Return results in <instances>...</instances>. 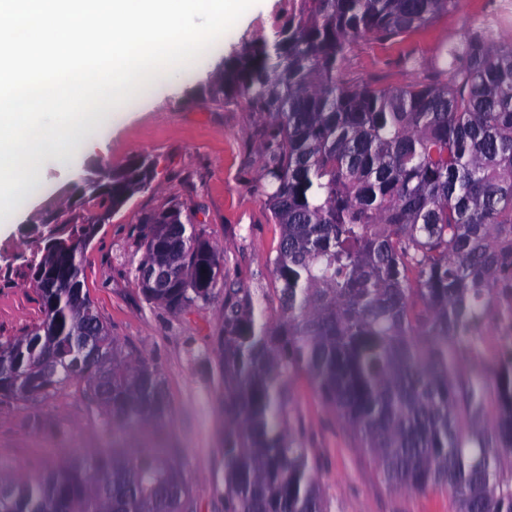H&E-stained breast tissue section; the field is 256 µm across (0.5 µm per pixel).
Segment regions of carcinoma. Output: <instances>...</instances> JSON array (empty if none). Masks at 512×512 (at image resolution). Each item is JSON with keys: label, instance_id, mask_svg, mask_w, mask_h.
Returning <instances> with one entry per match:
<instances>
[{"label": "carcinoma", "instance_id": "cac0c4a2", "mask_svg": "<svg viewBox=\"0 0 512 512\" xmlns=\"http://www.w3.org/2000/svg\"><path fill=\"white\" fill-rule=\"evenodd\" d=\"M457 0H302L243 39L198 94L244 101L266 123L258 192L282 228L269 258L278 306L224 289L212 337L224 390V512H327L287 383L306 378L387 485L448 491L453 512H512V348L466 367L512 302V43L485 19L404 85L352 82V45L405 34ZM142 156L109 168L98 212L64 221L54 256L28 263L40 320L0 339V402L76 386L112 450L34 478L0 470V512H194L177 454L149 436L170 408L159 368L126 352L92 303L74 243L149 188ZM136 271L164 267L150 303L210 299L220 256L174 204L145 217Z\"/></svg>", "mask_w": 512, "mask_h": 512}]
</instances>
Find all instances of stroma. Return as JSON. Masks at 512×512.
I'll return each instance as SVG.
<instances>
[{
	"label": "stroma",
	"instance_id": "35a3bbf8",
	"mask_svg": "<svg viewBox=\"0 0 512 512\" xmlns=\"http://www.w3.org/2000/svg\"><path fill=\"white\" fill-rule=\"evenodd\" d=\"M277 0H257L223 42L214 44L181 81L151 88L124 105V116L103 114V146L81 154L70 167L46 164L35 176L33 193L20 197L0 222V336H17L38 322L35 287L25 266L40 251V219L78 173L101 164L115 167L139 155L156 163L151 187L136 193L103 224L84 257L85 286L99 314L127 351L156 361L164 374L170 413L163 429L197 500L198 512H224L215 486L222 482V391L211 344L224 325V291L247 289L276 307L275 280L267 260L275 255L281 228L263 197L253 189L260 174L258 154L263 121L242 102H212L191 90L224 58L232 44L253 33L260 18L275 11ZM498 0H459L456 11L406 34L396 42L360 40L344 63L349 79L373 77L404 83L398 67L405 55L431 63L441 46L457 38L464 25L494 13ZM181 204L199 236L224 263L225 280L211 299L172 314L146 302L134 277L144 249L145 216ZM292 403L310 436L319 462L318 477L330 512H453L447 491L419 494L394 490L375 476V463L357 449L341 421L322 404L303 378L290 384ZM46 427L37 430L18 404H0V466L21 476L39 472L42 463L64 464L73 452L102 447L101 429L77 388L70 387L40 405ZM62 426L66 440L51 435Z\"/></svg>",
	"mask_w": 512,
	"mask_h": 512
}]
</instances>
